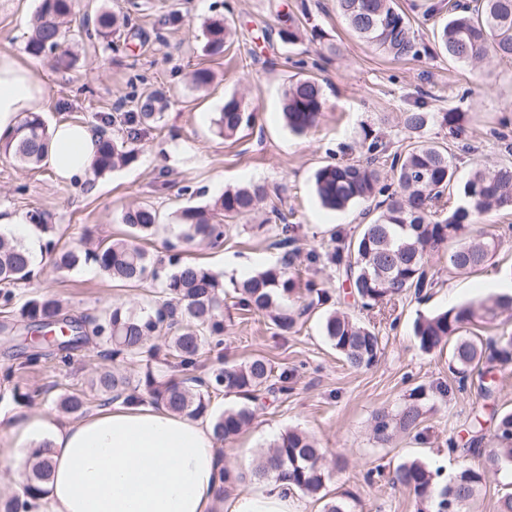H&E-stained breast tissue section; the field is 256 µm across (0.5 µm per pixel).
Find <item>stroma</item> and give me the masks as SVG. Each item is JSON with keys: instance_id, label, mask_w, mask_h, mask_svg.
Returning <instances> with one entry per match:
<instances>
[{"instance_id": "stroma-1", "label": "stroma", "mask_w": 512, "mask_h": 512, "mask_svg": "<svg viewBox=\"0 0 512 512\" xmlns=\"http://www.w3.org/2000/svg\"><path fill=\"white\" fill-rule=\"evenodd\" d=\"M417 36V57L395 60L363 42L348 28L336 0H77L74 15L63 28L67 44L78 54L74 69L52 68L44 59L32 65L46 87L38 110L47 124L69 121L101 127L116 111H131L145 91L160 90L167 107L160 123L141 131L137 162L96 178L93 187L65 184L48 167L21 168L0 156V213H45L56 224L62 242L83 230L98 236L122 237L123 211L150 204L160 228L147 248L155 257L168 256L166 242L175 241L176 216L187 206H203L225 189L248 183L265 185L280 197L294 224L303 251H316L320 262L309 275L333 296L332 307L374 325L381 339L378 362L355 370L343 362L321 333L323 308L307 312L297 332L276 335L260 314L231 310L225 319L222 347L208 350L206 365L242 362L265 356L276 371L288 372L291 389L258 409L252 426L234 442L261 451L285 431L312 435L326 450L330 478L328 497L352 495L356 512H417L412 493L392 487L387 474L397 462L418 457L440 469L442 480L457 470L449 444L466 446L472 436L475 397L461 393L448 371L447 352H423L412 334L418 315L443 311L459 303L499 293L512 286V209H493L479 216L499 242L494 265L475 273L452 274L445 254L432 266L438 284L425 299L406 295L381 313L362 310L342 285L338 267L327 252L335 235H356L361 206L344 211L323 207L314 191L321 166L358 159L365 131H373L402 148L409 139L401 113L423 107L427 112H463L464 133L452 137L432 128L431 137L451 149L459 175L474 159L489 164L512 162L495 132L512 135V61L490 59L461 66L441 53L433 32L447 11L424 19L417 0H397ZM39 0H0V52L26 56L27 36ZM122 19L111 42L94 34L102 11ZM232 18L236 33L224 54H205V24ZM318 30L317 38L289 45L278 35L288 22ZM200 67L214 74L205 89H196L192 72ZM316 76L325 106L318 126L306 134L288 130L281 115L283 91L296 73ZM237 94L256 110L254 126L238 136H218L212 124L224 97ZM249 217L227 225L222 247H200L186 258L221 277L225 290L235 281L280 260L272 242L274 224L256 229ZM42 292L61 298L69 314L98 316L112 302L147 306L157 301L160 286L118 287L92 264H80L66 275L50 261L35 267ZM13 326L12 337L0 335V438L7 422L36 413H55L60 394L87 388L97 363L88 351L75 352L70 363L46 356L25 362L26 350ZM424 386L423 434L385 443L374 438L377 411H397L417 386ZM29 394V403L13 402V392Z\"/></svg>"}]
</instances>
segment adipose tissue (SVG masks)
I'll return each instance as SVG.
<instances>
[{
	"label": "adipose tissue",
	"instance_id": "ef3b65f1",
	"mask_svg": "<svg viewBox=\"0 0 512 512\" xmlns=\"http://www.w3.org/2000/svg\"><path fill=\"white\" fill-rule=\"evenodd\" d=\"M33 67L0 53V136L42 101ZM98 135L61 122L47 131L43 161L64 182L85 180ZM50 446L51 475L28 512H298L287 479L272 477L225 495L209 423L162 408L122 403L75 422L38 413L11 421L7 447Z\"/></svg>",
	"mask_w": 512,
	"mask_h": 512
}]
</instances>
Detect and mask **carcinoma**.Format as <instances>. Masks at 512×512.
Here are the masks:
<instances>
[{"instance_id": "cac0c4a2", "label": "carcinoma", "mask_w": 512, "mask_h": 512, "mask_svg": "<svg viewBox=\"0 0 512 512\" xmlns=\"http://www.w3.org/2000/svg\"><path fill=\"white\" fill-rule=\"evenodd\" d=\"M338 10L348 27L362 41L394 59L418 54L410 22L396 0H337ZM75 0H41L32 19L25 49L36 58L51 54L57 64L69 69L75 58L65 45L64 20L72 14ZM116 19L108 11L96 19L95 33L106 41ZM233 33L224 18L213 19L205 26L203 47L210 56L224 54V46ZM440 51L459 63H478L488 58L512 61V0H472L462 4L448 0V20L435 32ZM324 94L315 77L298 78L286 88L282 115L288 128L304 133L317 126L324 110ZM162 96L149 91L139 98L137 111L125 122L151 127L163 117ZM463 112L403 113L402 125L411 138L406 149L388 152L383 137L364 132V158L357 161L329 163L314 174L315 192L323 207L343 211L353 205H365L369 220L358 233L335 252L333 261L343 268L345 281L364 310L384 304L412 292L421 295L435 284L430 264L433 254L453 242L448 251V272L467 274L491 263L499 247L498 239L473 230L471 217L493 208H512V164L494 167L477 163L461 188V204L448 208L450 190L456 180L457 167L448 148L426 140L431 126L446 128L452 136L463 132ZM255 121L254 110L243 98L231 94L224 98L221 112L213 119L219 135L226 139L248 129ZM98 150L91 174L99 178L106 173L128 167L138 160L139 150L122 136L97 130ZM47 129L38 112L24 116L15 133L0 138V154L14 158L21 165L41 164ZM267 198L262 184L227 189L212 204L186 207L178 215L177 240L189 251L198 246L218 248L224 241V225L247 217ZM270 212L282 222V238L276 245L288 249L286 258L235 283V305L239 309L269 318L280 336L293 332L300 318L313 304L331 301L328 290L308 280L305 291L311 302L296 310L290 303L301 294L300 271H290L296 238L288 235L287 216L273 205ZM29 219L44 236V249L59 273L69 272L81 263H93L108 279L136 287L158 281L162 300L154 306L110 305L92 329L87 318L64 312L59 300L47 294L30 297L19 309L20 321L28 327L53 322L64 323L69 335H57L56 347L67 362L70 353L83 348L90 337L99 341L97 356L106 365L97 372L88 394L72 391L57 399L63 412L82 417L91 410L121 399L138 405L149 398L151 403L191 418H207L216 442L235 440L247 429L260 400L288 393L290 376L275 373L270 362L255 355L240 363H226L204 368L205 350L222 344L224 335V282L210 270L183 260L177 253L167 272L160 261L149 255L141 241L151 235L159 218L153 207L142 204L127 209L122 224L125 237L110 242L100 240L80 248H67L55 239L54 225L42 213ZM33 281V265L23 246L0 234V305L12 304L14 288H27ZM512 310V295H490L465 302L430 315H420L413 323V335L419 348L431 352L452 344L448 370L458 378V390H465L473 373L483 380L494 366L512 363V335L483 338L470 332L475 327L495 323ZM322 333L346 364L356 370L371 367L381 352V342L374 329L359 319L336 309L324 317ZM165 342L166 356L181 368L183 376L168 377L158 365L159 347ZM136 360L142 371L137 382L112 369L117 361ZM236 396L243 402L214 412L210 409L214 394ZM420 387L410 394V402L397 412L380 411L372 427L375 438L388 442L398 434L419 436L423 411ZM493 446L483 448L485 435L477 430L470 444L450 447L460 457H472L477 464L461 468L448 483L440 484V471L431 469L419 458L400 461L392 471L391 484L413 493L418 512H443L448 492L458 501L455 512H466L491 470L498 472L512 466V412L493 413ZM24 497L0 498V512H27V498L42 491L50 476L48 445L36 448ZM323 452L308 434L289 430L280 435L263 454L250 474L222 470L219 480L233 486L252 478L279 474L288 478L292 488L305 495H319L329 479ZM323 512H355L350 497L330 498Z\"/></svg>"}]
</instances>
